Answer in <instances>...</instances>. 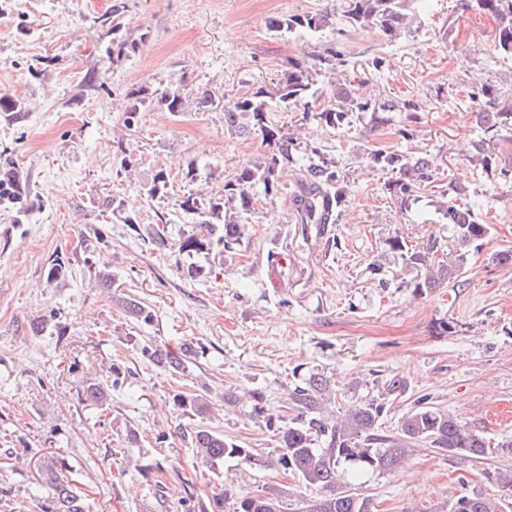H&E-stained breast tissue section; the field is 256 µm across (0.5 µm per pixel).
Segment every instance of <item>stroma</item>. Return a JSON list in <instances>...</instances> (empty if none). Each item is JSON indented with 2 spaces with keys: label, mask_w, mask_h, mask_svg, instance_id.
I'll return each mask as SVG.
<instances>
[{
  "label": "stroma",
  "mask_w": 512,
  "mask_h": 512,
  "mask_svg": "<svg viewBox=\"0 0 512 512\" xmlns=\"http://www.w3.org/2000/svg\"><path fill=\"white\" fill-rule=\"evenodd\" d=\"M305 13L328 15V26H268ZM116 36L135 44L117 62ZM495 37L494 22L460 0H424L396 39L343 28L341 0H0V95L20 107L0 112V163L12 164L22 192L0 200V430L11 434L0 458L13 457L0 468V493L15 512H41L33 488L45 455L65 462L91 512H210L219 497L233 512L241 493L284 490L298 512L291 473L234 459L209 470L190 433L205 426L276 454L273 431L243 395L260 393L278 413L296 375L317 371L334 381L336 408L384 398L391 430L427 394L494 447L483 460L423 447L403 469L367 475L360 492L374 512H452L457 498L476 493L512 501V488L488 477L512 468V455L497 448L512 438V262L499 259L512 250V129L488 140L479 122L480 112L512 104V60L500 57ZM332 45L345 65L313 66ZM292 58L312 64L316 108L347 91L416 109L382 126L360 112L333 128L303 120L275 95ZM485 85L497 88L495 100L480 97ZM260 89L274 125L334 162L347 188L338 219L320 235L301 223L291 204L300 157L285 165L278 192L256 189L239 244L180 253L196 230L183 197L221 195L226 175L270 152L261 137L224 123L228 101ZM164 90L179 91L182 111L158 103ZM377 149L429 159L436 181L402 199L388 188L393 173L371 163ZM481 151L497 168L476 163ZM160 171L168 188L150 195ZM109 194L123 210L104 221L97 205ZM447 195L491 233L457 281L418 290L416 271L389 243L433 242L436 260L455 263L440 210ZM128 215L137 227L125 224ZM157 225L160 242L149 236ZM57 257L68 272L51 283ZM100 269L151 308L152 323L116 306L95 278ZM38 317L49 321L40 335L29 327ZM185 342L203 349L185 377L141 354ZM395 376L405 390L383 396ZM91 380L106 387L104 409L81 400ZM195 387L207 393L201 415L173 400ZM159 462L166 472L148 485L144 473Z\"/></svg>",
  "instance_id": "1"
}]
</instances>
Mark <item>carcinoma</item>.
<instances>
[{
    "instance_id": "cac0c4a2",
    "label": "carcinoma",
    "mask_w": 512,
    "mask_h": 512,
    "mask_svg": "<svg viewBox=\"0 0 512 512\" xmlns=\"http://www.w3.org/2000/svg\"><path fill=\"white\" fill-rule=\"evenodd\" d=\"M423 0H344L343 25L352 28L376 27L391 38L400 36L409 28L410 14L414 6ZM464 5L488 16L496 24V49L507 59H512V0H464ZM328 16L320 13L285 15L273 18L269 26L276 32L306 30L316 32L328 24ZM309 68L302 60L289 63L288 76L280 84L279 100L303 114V119H315L329 126L349 112H369L371 120L383 125L389 121L387 113L398 108L406 112L415 110L412 101H386L378 104L359 102L348 93L340 100L319 111L312 109L308 101ZM262 93L252 97H239L224 106V122L233 128L240 114L251 118L248 134L261 137L272 149V153L257 161H247L235 173L224 179L223 195L202 202L188 196L181 201V210L196 219L199 234L185 238L178 246L181 253H198L217 239L230 248L244 236L254 203V188L263 186L264 193L278 190L277 170L280 164L295 160L297 145L293 137L283 128L272 124L267 117ZM512 121V106L496 111L485 110L481 116V128L487 136H497L501 126ZM316 156L306 168V175L297 189L303 193L293 194L300 198L296 212L303 224L325 225L336 221V212L343 205L346 189L340 183L334 165L317 149ZM372 159L396 173L393 189L410 195L434 178L432 164L425 158L408 157L402 153H372ZM444 219L448 221L458 245V264H432L437 252L436 244L423 251L410 250L400 239L390 244L405 267L424 270V278L414 288H432L438 282L455 281L460 276L469 247L485 239L490 225L484 223L473 210L462 208L453 199L441 206ZM115 302L129 317L146 324L152 322L153 314L140 301L125 294H114ZM146 358L157 366L166 368L174 375L183 376L187 363L197 358V348L183 343L180 351L171 352L160 346L143 348ZM335 389L331 380L319 373L311 372L300 379L288 393V406L293 411L288 422L275 425L284 419L279 414L268 413L263 397L251 394L254 418L264 419L269 428H274L278 453L259 458L249 448L227 443L224 435L214 430L199 427L191 434V442L202 463L216 469L226 458H236L244 465H261L287 470L298 479L309 492L300 512H373L368 497L353 491L363 475L369 472L387 471L395 467L415 449L435 448L452 456L459 455L478 460L489 454L490 448L479 435L435 404L427 395L420 396L414 408L402 416L396 430L383 428L385 403L368 400L355 404L338 419L328 413ZM88 405L104 406L107 394L98 383H87L81 393ZM176 405L186 413L202 414L208 408L207 398L192 391L176 395ZM65 465L55 456H43L37 462V473L46 490L43 512H86L81 497L73 483L63 473ZM504 501L483 495L462 496L454 504V512H507ZM233 512H286L284 494L257 496L249 492L236 498Z\"/></svg>"
}]
</instances>
